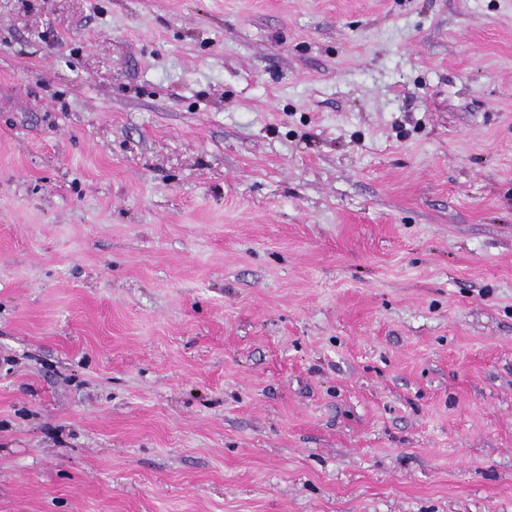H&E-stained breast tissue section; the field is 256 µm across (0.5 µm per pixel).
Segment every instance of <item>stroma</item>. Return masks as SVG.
<instances>
[{
    "instance_id": "stroma-1",
    "label": "stroma",
    "mask_w": 512,
    "mask_h": 512,
    "mask_svg": "<svg viewBox=\"0 0 512 512\" xmlns=\"http://www.w3.org/2000/svg\"><path fill=\"white\" fill-rule=\"evenodd\" d=\"M0 512H512V0H0Z\"/></svg>"
}]
</instances>
